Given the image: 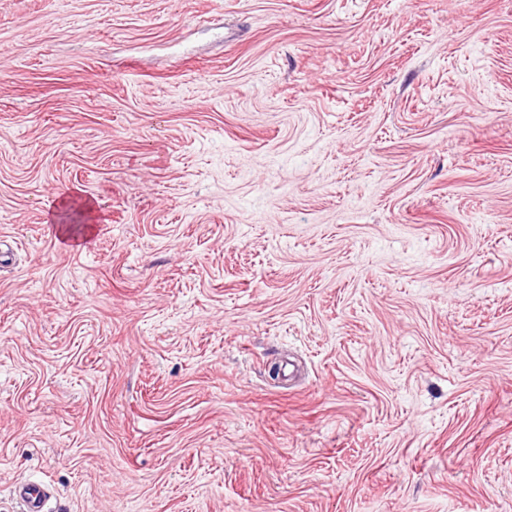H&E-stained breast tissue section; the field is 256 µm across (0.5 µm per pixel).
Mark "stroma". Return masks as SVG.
<instances>
[{
    "label": "stroma",
    "mask_w": 512,
    "mask_h": 512,
    "mask_svg": "<svg viewBox=\"0 0 512 512\" xmlns=\"http://www.w3.org/2000/svg\"><path fill=\"white\" fill-rule=\"evenodd\" d=\"M33 479L512 512V0H0V512Z\"/></svg>",
    "instance_id": "stroma-1"
}]
</instances>
